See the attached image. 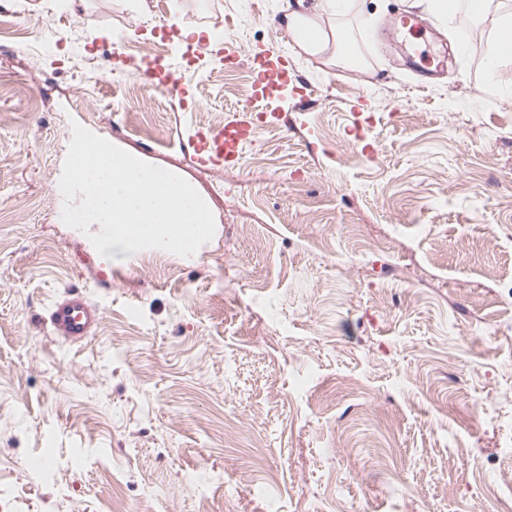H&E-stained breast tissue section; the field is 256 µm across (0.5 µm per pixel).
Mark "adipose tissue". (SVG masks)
<instances>
[{"label":"adipose tissue","instance_id":"adipose-tissue-1","mask_svg":"<svg viewBox=\"0 0 512 512\" xmlns=\"http://www.w3.org/2000/svg\"><path fill=\"white\" fill-rule=\"evenodd\" d=\"M351 0H315L313 6H306L305 0H291L288 6V31L300 49L311 55L325 53L330 39L320 30L319 20L323 16L340 15L350 11ZM491 23L498 34L487 54L486 77L502 96L512 98V75L505 72V65L512 63V51H505L502 38L512 33V10L503 9L493 16Z\"/></svg>","mask_w":512,"mask_h":512}]
</instances>
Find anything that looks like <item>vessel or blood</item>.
Returning <instances> with one entry per match:
<instances>
[{
    "mask_svg": "<svg viewBox=\"0 0 512 512\" xmlns=\"http://www.w3.org/2000/svg\"><path fill=\"white\" fill-rule=\"evenodd\" d=\"M254 81L250 97L252 101L275 97L285 79L280 63L268 60L265 55L254 54L250 60ZM142 77L156 81L159 88L178 86L182 83L179 71L165 66L147 67ZM281 120L279 109L254 112L251 104L242 106L239 112L228 117L223 127L196 131L188 140L186 148L192 160L221 166L238 164L243 159L246 145L251 141L257 127L275 126ZM101 319L100 309L84 295L68 292L56 301L50 311L49 320L53 333L61 339L81 342L90 338L93 328Z\"/></svg>",
    "mask_w": 512,
    "mask_h": 512,
    "instance_id": "obj_1",
    "label": "vessel or blood"
}]
</instances>
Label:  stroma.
Here are the masks:
<instances>
[{"instance_id":"stroma-1","label":"stroma","mask_w":512,"mask_h":512,"mask_svg":"<svg viewBox=\"0 0 512 512\" xmlns=\"http://www.w3.org/2000/svg\"><path fill=\"white\" fill-rule=\"evenodd\" d=\"M410 2L323 18L356 45L338 62L294 43L287 0H8L0 512H483L489 487L512 505V102L482 12L464 39L430 16L410 32ZM176 19L285 63L288 124L240 164L179 141L241 106L248 65L182 71L157 111L126 94ZM76 123L191 183L212 240L132 259L66 226ZM68 287L103 314L76 344L48 324Z\"/></svg>"}]
</instances>
